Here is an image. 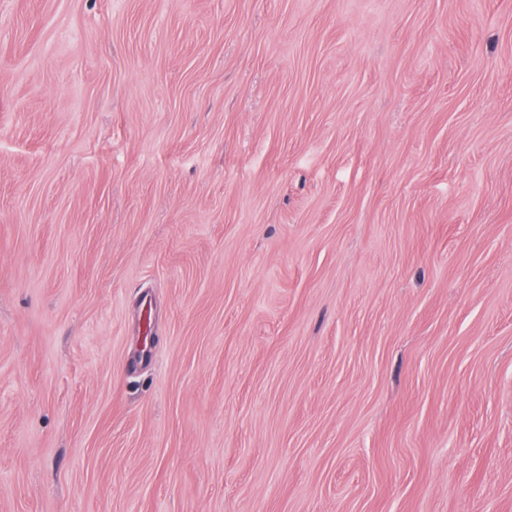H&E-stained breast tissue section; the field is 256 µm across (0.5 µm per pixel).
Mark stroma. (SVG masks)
<instances>
[{"instance_id": "35a3bbf8", "label": "stroma", "mask_w": 512, "mask_h": 512, "mask_svg": "<svg viewBox=\"0 0 512 512\" xmlns=\"http://www.w3.org/2000/svg\"><path fill=\"white\" fill-rule=\"evenodd\" d=\"M0 512H512V0H0Z\"/></svg>"}]
</instances>
